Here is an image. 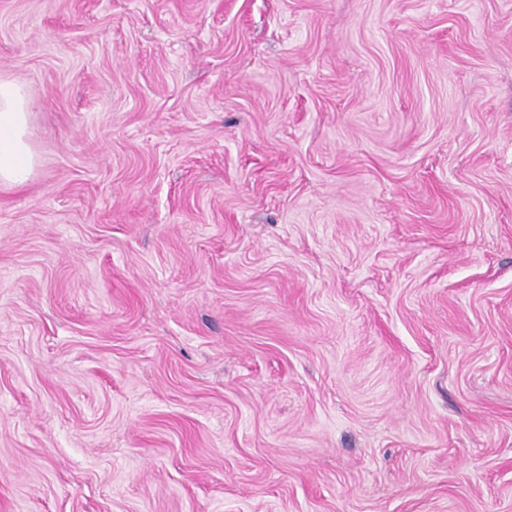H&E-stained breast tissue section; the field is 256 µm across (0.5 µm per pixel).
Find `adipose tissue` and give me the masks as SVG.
<instances>
[{"label": "adipose tissue", "mask_w": 512, "mask_h": 512, "mask_svg": "<svg viewBox=\"0 0 512 512\" xmlns=\"http://www.w3.org/2000/svg\"><path fill=\"white\" fill-rule=\"evenodd\" d=\"M36 165L26 93L19 84L0 80V186L25 185Z\"/></svg>", "instance_id": "ef3b65f1"}]
</instances>
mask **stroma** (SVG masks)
Returning <instances> with one entry per match:
<instances>
[{"label":"stroma","mask_w":512,"mask_h":512,"mask_svg":"<svg viewBox=\"0 0 512 512\" xmlns=\"http://www.w3.org/2000/svg\"><path fill=\"white\" fill-rule=\"evenodd\" d=\"M0 512H512V0H0ZM29 102L22 86L0 80V186L25 185L37 159L30 145Z\"/></svg>","instance_id":"35a3bbf8"}]
</instances>
